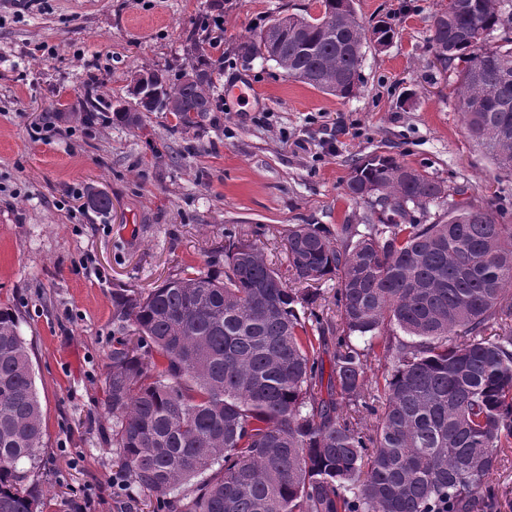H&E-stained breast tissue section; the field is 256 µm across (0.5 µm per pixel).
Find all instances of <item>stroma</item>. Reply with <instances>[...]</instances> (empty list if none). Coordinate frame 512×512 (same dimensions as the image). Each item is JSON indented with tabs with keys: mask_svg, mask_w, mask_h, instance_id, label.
Here are the masks:
<instances>
[{
	"mask_svg": "<svg viewBox=\"0 0 512 512\" xmlns=\"http://www.w3.org/2000/svg\"><path fill=\"white\" fill-rule=\"evenodd\" d=\"M447 3L354 0L365 29L385 20L395 35L367 38L360 89L341 99L240 53L284 12L318 14L319 0H0V305L17 315L33 363L45 512H151L142 493L112 484L103 388L115 294L209 269L231 232L286 271L288 225L363 223L367 207L344 186L375 152L512 224V176L469 136L430 43ZM196 28L220 37L211 56L224 60L200 128L177 131L162 112L136 131L81 120L88 76L106 102L134 107V73L177 77ZM243 75L242 104L228 87ZM91 188L109 212L84 209L78 194Z\"/></svg>",
	"mask_w": 512,
	"mask_h": 512,
	"instance_id": "obj_1",
	"label": "stroma"
}]
</instances>
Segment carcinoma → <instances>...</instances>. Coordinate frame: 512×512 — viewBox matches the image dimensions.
<instances>
[{
	"label": "carcinoma",
	"instance_id": "cac0c4a2",
	"mask_svg": "<svg viewBox=\"0 0 512 512\" xmlns=\"http://www.w3.org/2000/svg\"><path fill=\"white\" fill-rule=\"evenodd\" d=\"M501 0H448L431 26L455 76L471 138L512 174V26ZM288 15L274 48L258 35L243 58L338 98L357 94L366 30L352 0ZM191 62L162 75V111L187 132L213 111L215 43L191 36ZM87 96L83 122L102 111ZM144 108L116 110L131 128ZM377 195L364 198L357 188ZM345 194L368 224L284 230L300 284L336 278L338 319L290 288L256 245L224 246V271H180L115 301L124 335L105 377L126 485L161 512H493L489 476L512 450V225L468 200L429 224L416 212L447 196L440 181L386 154L355 163ZM498 326L496 333L489 328ZM391 368L367 388L385 331ZM335 351L329 377L321 353ZM43 414L26 340L0 306V512H41Z\"/></svg>",
	"mask_w": 512,
	"mask_h": 512
}]
</instances>
